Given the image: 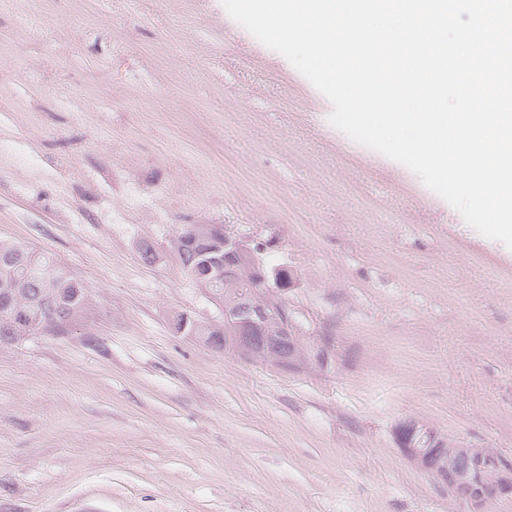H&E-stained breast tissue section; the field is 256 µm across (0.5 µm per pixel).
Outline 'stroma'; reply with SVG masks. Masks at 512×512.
Returning <instances> with one entry per match:
<instances>
[{
  "mask_svg": "<svg viewBox=\"0 0 512 512\" xmlns=\"http://www.w3.org/2000/svg\"><path fill=\"white\" fill-rule=\"evenodd\" d=\"M157 24L133 23L129 55L111 72L94 62L112 42L111 0H55L51 18L31 0H0V66L12 85L45 83L56 95L93 84L105 106L94 123L33 97L13 131L34 138L56 171L28 193L0 171V242L46 254L88 289L70 335L33 336L0 348V512H464L398 451L396 424L425 423L472 448L512 458V312L501 289L462 266L435 271L429 241L397 238L429 288H404L386 267L366 269L353 219L351 181L408 169L334 127L331 102L279 53L237 27L224 54L261 58L310 96L306 107L269 89L240 97L232 73L215 96L198 75L209 65L189 34L166 45L168 86L146 81L143 58ZM238 99L233 122L225 98ZM263 122H256V113ZM292 139L312 158L333 142L353 166L320 173L289 166L273 142ZM275 172L276 187L250 184L241 208L225 184V158ZM201 207H174L171 221L112 224L122 202L112 171ZM69 193L80 220L56 210ZM293 194L318 235V262L292 260L288 294L303 336L333 337L328 371L284 375L208 347L173 328L221 308L182 270L171 250L180 225L228 223L270 259L301 235L276 221L274 197ZM431 200L426 218L466 244L512 257V248L469 226L440 195L421 187L402 211ZM156 251L143 263L142 243Z\"/></svg>",
  "mask_w": 512,
  "mask_h": 512,
  "instance_id": "obj_1",
  "label": "stroma"
}]
</instances>
